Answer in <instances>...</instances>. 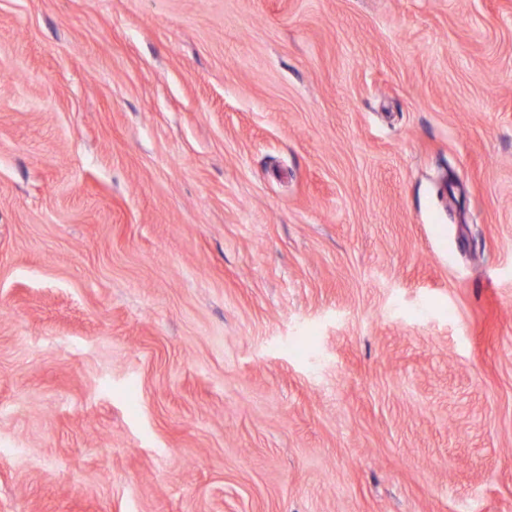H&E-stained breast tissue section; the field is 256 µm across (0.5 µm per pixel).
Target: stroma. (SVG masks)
<instances>
[{"label":"stroma","mask_w":512,"mask_h":512,"mask_svg":"<svg viewBox=\"0 0 512 512\" xmlns=\"http://www.w3.org/2000/svg\"><path fill=\"white\" fill-rule=\"evenodd\" d=\"M0 512H512V0H0Z\"/></svg>","instance_id":"1"}]
</instances>
